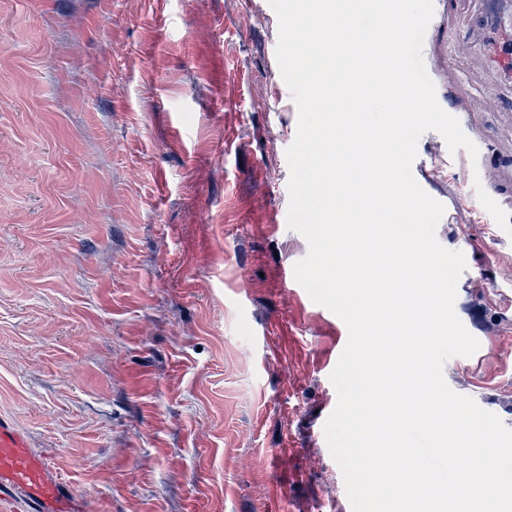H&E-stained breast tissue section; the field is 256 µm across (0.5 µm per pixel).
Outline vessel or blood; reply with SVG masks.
<instances>
[{
    "label": "vessel or blood",
    "instance_id": "1",
    "mask_svg": "<svg viewBox=\"0 0 512 512\" xmlns=\"http://www.w3.org/2000/svg\"><path fill=\"white\" fill-rule=\"evenodd\" d=\"M489 11L500 19L499 39L487 47L485 63L512 53V0H492ZM476 16L473 0H448V25L470 24ZM87 512L88 500L70 494L55 474L50 457L35 451L27 436L0 417V512Z\"/></svg>",
    "mask_w": 512,
    "mask_h": 512
}]
</instances>
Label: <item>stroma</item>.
Returning a JSON list of instances; mask_svg holds the SVG:
<instances>
[{
	"label": "stroma",
	"mask_w": 512,
	"mask_h": 512,
	"mask_svg": "<svg viewBox=\"0 0 512 512\" xmlns=\"http://www.w3.org/2000/svg\"><path fill=\"white\" fill-rule=\"evenodd\" d=\"M424 55L479 156L512 143V86L434 0ZM268 0H0V416L95 512H352L324 424L341 320L289 292L296 137ZM449 205L455 311L480 342L444 377L512 428V237L465 150L424 133Z\"/></svg>",
	"instance_id": "stroma-1"
}]
</instances>
